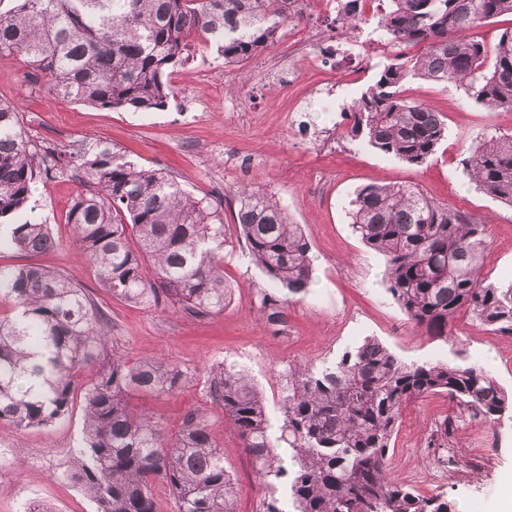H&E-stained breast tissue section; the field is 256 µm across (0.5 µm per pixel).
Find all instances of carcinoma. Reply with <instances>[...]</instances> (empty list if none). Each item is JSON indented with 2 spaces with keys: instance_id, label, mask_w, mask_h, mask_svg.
<instances>
[{
  "instance_id": "cac0c4a2",
  "label": "carcinoma",
  "mask_w": 512,
  "mask_h": 512,
  "mask_svg": "<svg viewBox=\"0 0 512 512\" xmlns=\"http://www.w3.org/2000/svg\"><path fill=\"white\" fill-rule=\"evenodd\" d=\"M0 12V54H18L54 94L113 112L162 110L175 98L169 70L194 44L214 46L224 65L270 46L297 16V0H15ZM335 22L357 30L366 0H340ZM512 15V0H377L375 31L393 45L422 51L394 58L344 113L348 134L383 154L425 164L447 136L440 113L405 96L421 78L455 81L486 109L512 111V30L489 47L476 30ZM463 168L476 189L512 205V134L487 131ZM75 171L90 190L72 201L80 255L112 297L152 307L166 299L198 315L224 310V222L202 198L162 169H147L102 144L72 152L29 148L19 113L0 101V249L36 255L53 245L50 225L31 218L38 174ZM353 231L386 257L387 291L407 318L432 337L453 333L464 309L494 335H512V282L481 277L487 228L481 218L428 198L417 187L369 184L351 201ZM234 224L248 258L273 289L258 296L266 324L283 332L280 292H308L311 244L285 207L267 192L243 187ZM0 420L16 429L69 415L76 391L84 404L82 447L63 477L95 512H155L152 486L164 482L178 512H233L234 487L224 456L200 409L181 433L130 408L129 397L169 394L186 375L162 360L131 364L112 355L104 314L62 274L35 264L0 266ZM445 392L474 416L493 421L512 411L495 377L479 366L410 363L374 339L317 369L295 367L271 425L262 393L242 371L222 364L208 394L224 409L260 478L286 489L290 512H451L392 480L387 456L407 403Z\"/></svg>"
}]
</instances>
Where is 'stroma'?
<instances>
[{
    "mask_svg": "<svg viewBox=\"0 0 512 512\" xmlns=\"http://www.w3.org/2000/svg\"><path fill=\"white\" fill-rule=\"evenodd\" d=\"M298 7L301 20L242 64L225 66L215 50L196 46L189 61L169 75L178 95L161 111L112 112L62 100L46 79H33L19 55H0V100L17 108L20 130L32 147L67 151L76 142H105L144 166L169 172L223 218L224 277L233 291L224 311L207 316L169 302L148 308L112 298L78 253L75 229L65 221L73 198L84 190L67 173L42 175L36 183V215L50 225L53 246L33 259L1 250L0 266L33 260L63 274L108 313L111 351L130 361L159 357L186 374L178 391L145 405L169 437L179 431L187 410L206 413L234 479L235 512H262L270 491L223 410L208 396L210 372L221 363L244 369L273 415L288 366L320 367L368 338L408 363L480 365L512 394V335L490 334L463 315L448 338L428 336L387 292L383 256L362 243L349 218V202L363 185L417 186L429 198L481 218L488 227L482 273L491 283L512 280V207L477 191L461 166L480 134L512 133V111H487L451 81L412 79L408 97L441 112L448 127L426 164H407L341 135L343 107L360 97L387 60L369 47L350 49L334 14L322 11L316 0H299ZM312 31L317 38L310 53L332 45L335 58L319 68L302 62L290 81L269 79L268 62ZM329 100L334 108H326ZM249 184L285 205L312 244L313 284L307 295L289 296L282 334L257 313V296L270 283L250 263L233 221L236 195ZM83 420L78 399L69 417L49 428L18 430L0 421V448L8 453L0 465V512H21L35 503L55 512H95L87 496L60 477L80 442ZM447 420L454 423L448 446L455 466L440 476L439 451L430 442L439 439ZM389 456L395 481L427 496L444 493L456 510L489 512L512 474V419L473 418L447 395L432 394L406 405Z\"/></svg>",
    "mask_w": 512,
    "mask_h": 512,
    "instance_id": "obj_1",
    "label": "stroma"
}]
</instances>
